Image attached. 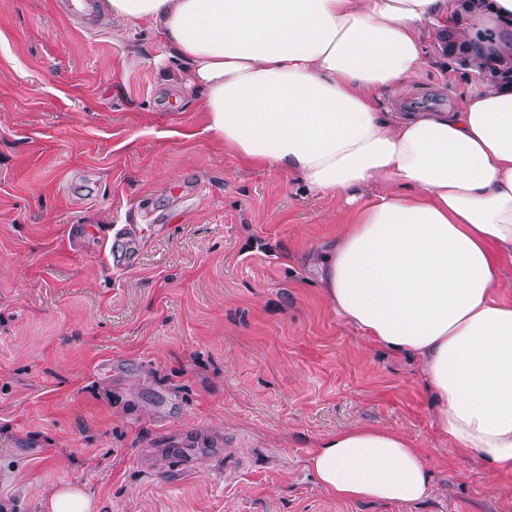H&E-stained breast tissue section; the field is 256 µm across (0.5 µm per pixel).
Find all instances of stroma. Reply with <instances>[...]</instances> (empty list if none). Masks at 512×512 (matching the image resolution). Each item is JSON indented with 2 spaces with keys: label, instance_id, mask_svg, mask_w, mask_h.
Instances as JSON below:
<instances>
[{
  "label": "stroma",
  "instance_id": "stroma-1",
  "mask_svg": "<svg viewBox=\"0 0 512 512\" xmlns=\"http://www.w3.org/2000/svg\"><path fill=\"white\" fill-rule=\"evenodd\" d=\"M160 52L145 21L0 0V512L66 485L95 512H512V481L435 427L416 362L324 301L342 197L208 140ZM480 81L443 54L395 98L444 109ZM72 224L92 231L75 250ZM357 423L422 449L425 501L318 485L310 448Z\"/></svg>",
  "mask_w": 512,
  "mask_h": 512
}]
</instances>
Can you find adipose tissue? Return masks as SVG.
<instances>
[{"instance_id":"ef3b65f1","label":"adipose tissue","mask_w":512,"mask_h":512,"mask_svg":"<svg viewBox=\"0 0 512 512\" xmlns=\"http://www.w3.org/2000/svg\"><path fill=\"white\" fill-rule=\"evenodd\" d=\"M150 22L172 71L201 93L205 134L353 221L317 254L344 322L417 361L438 431L512 478V85L445 111L385 98L429 64L423 40L512 50V0H98ZM309 468L343 502L414 505L431 475L412 439L356 425L317 441Z\"/></svg>"}]
</instances>
